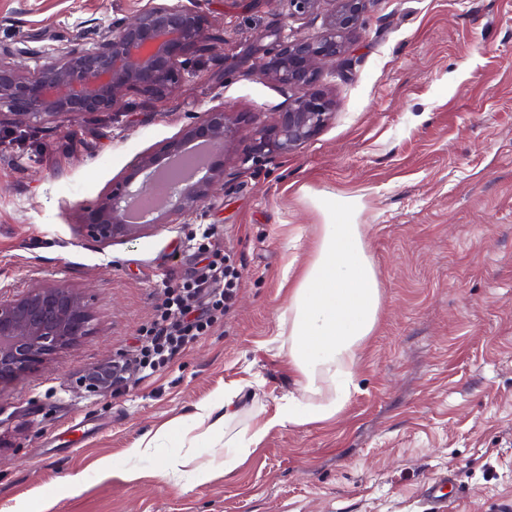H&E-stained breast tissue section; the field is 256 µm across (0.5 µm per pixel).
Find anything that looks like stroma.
I'll return each instance as SVG.
<instances>
[{
    "mask_svg": "<svg viewBox=\"0 0 512 512\" xmlns=\"http://www.w3.org/2000/svg\"><path fill=\"white\" fill-rule=\"evenodd\" d=\"M174 2L200 7L217 36L175 96L0 124V299L60 283L93 315L76 344L0 388V512H512V0H366L321 76L328 124L258 163L243 159L250 138L291 92L250 49L268 29L319 34L322 17L289 16L286 0ZM149 4L0 0V47L32 74ZM211 108L241 122L196 214L107 245L76 234L138 155ZM334 196L359 197L383 293L357 389L338 418L273 430L225 474L224 443L202 439L195 414L244 378L257 385L239 395V426L294 391L274 340L284 268L309 260L314 202ZM202 224L239 273L231 307L151 378L86 389L89 371L142 344L164 289L195 267ZM169 423L155 456H128Z\"/></svg>",
    "mask_w": 512,
    "mask_h": 512,
    "instance_id": "35a3bbf8",
    "label": "stroma"
}]
</instances>
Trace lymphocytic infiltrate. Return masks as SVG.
<instances>
[{
    "instance_id": "f902f5d3",
    "label": "lymphocytic infiltrate",
    "mask_w": 512,
    "mask_h": 512,
    "mask_svg": "<svg viewBox=\"0 0 512 512\" xmlns=\"http://www.w3.org/2000/svg\"><path fill=\"white\" fill-rule=\"evenodd\" d=\"M216 235L214 225L202 229L197 253L206 258V265L180 287L165 289L158 313L146 330L148 344L142 346L134 363L113 362V388L125 385L130 369L147 377L167 366L189 343L206 335L217 314L223 312L232 296V282L224 254L211 247Z\"/></svg>"
}]
</instances>
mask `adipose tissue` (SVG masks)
Returning a JSON list of instances; mask_svg holds the SVG:
<instances>
[{"instance_id": "1", "label": "adipose tissue", "mask_w": 512, "mask_h": 512, "mask_svg": "<svg viewBox=\"0 0 512 512\" xmlns=\"http://www.w3.org/2000/svg\"><path fill=\"white\" fill-rule=\"evenodd\" d=\"M318 208L323 224L313 255L278 317L277 334L288 342L297 393L285 397L274 413L256 411L250 423L234 432L229 424L237 415L234 405L242 385L225 387L222 415L207 405L196 414L208 433H223L225 471L247 460L273 429L338 417L356 387L361 350L382 308L381 284L356 199H327Z\"/></svg>"}]
</instances>
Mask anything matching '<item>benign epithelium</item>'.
<instances>
[{"label":"benign epithelium","instance_id":"1","mask_svg":"<svg viewBox=\"0 0 512 512\" xmlns=\"http://www.w3.org/2000/svg\"><path fill=\"white\" fill-rule=\"evenodd\" d=\"M365 0H288L292 17L325 14L324 30L315 37L285 36L266 30L256 39L252 54L269 80L296 91L278 122L257 128L246 158L288 154L314 138L327 124L335 101L316 88L321 68L345 51L348 36L360 26ZM330 9H325V6ZM213 38L208 16L199 10L151 0L148 7L112 25L91 48L71 45L61 58L27 75L0 57V111L19 123L69 114L108 112L131 92L161 101L180 87L186 56L207 49ZM235 133L230 113L208 110L203 120L159 151L142 153L112 191L83 210L76 231L102 244L130 239L155 224L167 223L160 214L142 224H130L125 214L145 196L166 168L162 159L176 160L187 145L200 140L220 150ZM223 178L211 167L194 182L175 191L172 212L195 213ZM92 314L84 297L64 285L35 286L24 296L0 300V388L16 382L49 356L86 335ZM112 362L92 371L86 382L93 389L112 386Z\"/></svg>","mask_w":512,"mask_h":512}]
</instances>
